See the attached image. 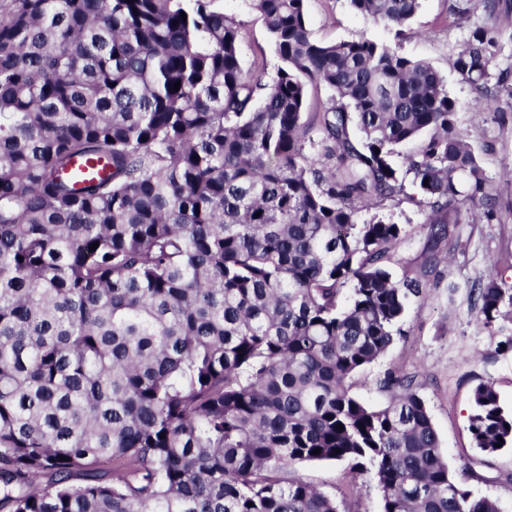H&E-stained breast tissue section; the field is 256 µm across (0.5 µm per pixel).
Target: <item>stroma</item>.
<instances>
[{
    "mask_svg": "<svg viewBox=\"0 0 512 512\" xmlns=\"http://www.w3.org/2000/svg\"><path fill=\"white\" fill-rule=\"evenodd\" d=\"M226 16L239 25L240 57L244 68L265 62L267 73L280 63L267 29L252 0H219ZM307 19L318 40L334 42L370 39L401 54L424 60L444 77L459 124L474 148L493 188L492 221L472 223V204L462 208L450 240L434 244L429 236L431 209L413 186L404 195L385 201L380 215L403 228L395 249V275L425 277L424 302H412L405 314V336L384 357L354 378L352 392L366 403L382 407L391 399L376 381L391 367L413 376L426 401L448 468L459 481L496 499L501 512H512V447L493 455L474 447L469 415L475 387L492 382L505 409H512V351L500 344L512 335V322L479 328L468 313L471 282L495 275L512 294V267L491 268V260L512 254V96L495 91V109H478L481 95L459 81L453 60L471 31L486 25L481 11L467 9L464 0H421L415 19L405 27L375 24L356 14L348 0H307ZM449 252L448 262L423 273L433 249ZM298 476L332 495H347L351 512H382V497L367 475H352L348 463L317 462L299 467Z\"/></svg>",
    "mask_w": 512,
    "mask_h": 512,
    "instance_id": "1",
    "label": "stroma"
}]
</instances>
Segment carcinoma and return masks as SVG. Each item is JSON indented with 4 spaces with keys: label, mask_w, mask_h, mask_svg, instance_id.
<instances>
[{
    "label": "carcinoma",
    "mask_w": 512,
    "mask_h": 512,
    "mask_svg": "<svg viewBox=\"0 0 512 512\" xmlns=\"http://www.w3.org/2000/svg\"><path fill=\"white\" fill-rule=\"evenodd\" d=\"M215 2L0 0V512H341L296 475L336 461L383 512H501L451 474L412 377L384 372V407L351 390L422 297L390 267L401 226L359 213L409 174L437 243L460 204L492 210L443 78L316 39L306 0H254L281 61L267 78ZM468 2L494 24L453 68L506 83L500 0ZM349 3L396 27L420 8ZM311 85L331 97L307 121ZM77 158L106 175L79 179ZM467 302L484 328L512 317L492 276ZM469 431L512 446L489 381Z\"/></svg>",
    "instance_id": "cac0c4a2"
}]
</instances>
